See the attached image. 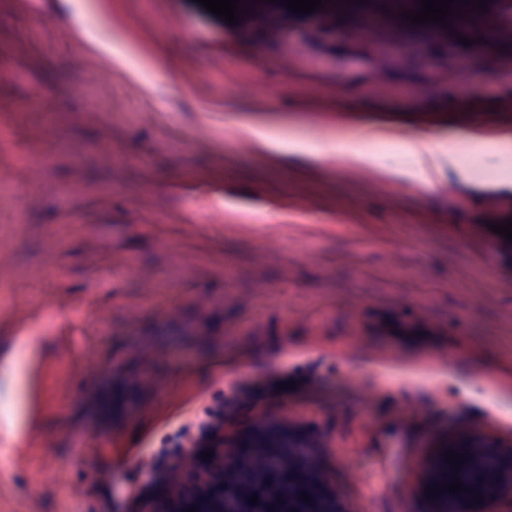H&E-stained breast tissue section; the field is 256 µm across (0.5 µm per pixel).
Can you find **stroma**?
Returning a JSON list of instances; mask_svg holds the SVG:
<instances>
[{"label": "stroma", "instance_id": "35a3bbf8", "mask_svg": "<svg viewBox=\"0 0 512 512\" xmlns=\"http://www.w3.org/2000/svg\"><path fill=\"white\" fill-rule=\"evenodd\" d=\"M326 54L195 0H0V446L27 460L0 464V512H99L105 471L124 501L145 476L115 450L150 455L203 417L227 362L245 385L293 375L330 437L387 422L371 395L400 384L443 433L512 421V258L481 225L482 185L448 170L468 135L512 138V76L386 98L367 64ZM251 124L267 140L246 150ZM364 127L374 193L336 153ZM423 133L425 164L407 151ZM355 336L426 366L355 361L351 380L309 355ZM420 435L352 464L400 484Z\"/></svg>", "mask_w": 512, "mask_h": 512}]
</instances>
